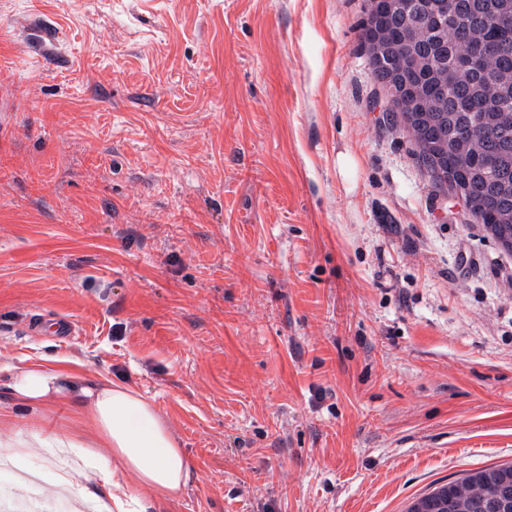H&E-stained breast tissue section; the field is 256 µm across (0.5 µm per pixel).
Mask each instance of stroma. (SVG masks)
Here are the masks:
<instances>
[{
  "instance_id": "stroma-1",
  "label": "stroma",
  "mask_w": 512,
  "mask_h": 512,
  "mask_svg": "<svg viewBox=\"0 0 512 512\" xmlns=\"http://www.w3.org/2000/svg\"><path fill=\"white\" fill-rule=\"evenodd\" d=\"M369 7L0 0V456L94 440L8 389L67 357L187 454L147 512H405L512 463V252L388 123Z\"/></svg>"
}]
</instances>
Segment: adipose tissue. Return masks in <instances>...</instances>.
Listing matches in <instances>:
<instances>
[{"instance_id":"adipose-tissue-1","label":"adipose tissue","mask_w":512,"mask_h":512,"mask_svg":"<svg viewBox=\"0 0 512 512\" xmlns=\"http://www.w3.org/2000/svg\"><path fill=\"white\" fill-rule=\"evenodd\" d=\"M15 398L49 407L60 401L86 410L112 457L100 460L103 486L119 487L123 472L134 473L137 491L131 499L113 497L115 512L151 500L175 501L186 486L190 465L153 402L131 387L101 375L87 378L77 369L32 366L12 378Z\"/></svg>"}]
</instances>
